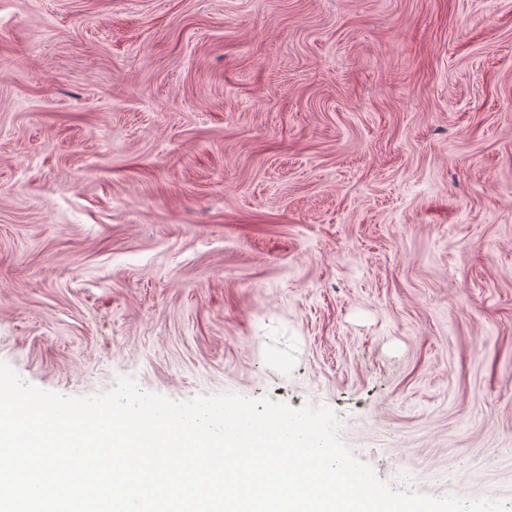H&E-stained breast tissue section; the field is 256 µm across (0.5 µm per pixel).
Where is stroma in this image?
I'll return each instance as SVG.
<instances>
[{
    "instance_id": "35a3bbf8",
    "label": "stroma",
    "mask_w": 512,
    "mask_h": 512,
    "mask_svg": "<svg viewBox=\"0 0 512 512\" xmlns=\"http://www.w3.org/2000/svg\"><path fill=\"white\" fill-rule=\"evenodd\" d=\"M0 362L512 506V0H0Z\"/></svg>"
}]
</instances>
